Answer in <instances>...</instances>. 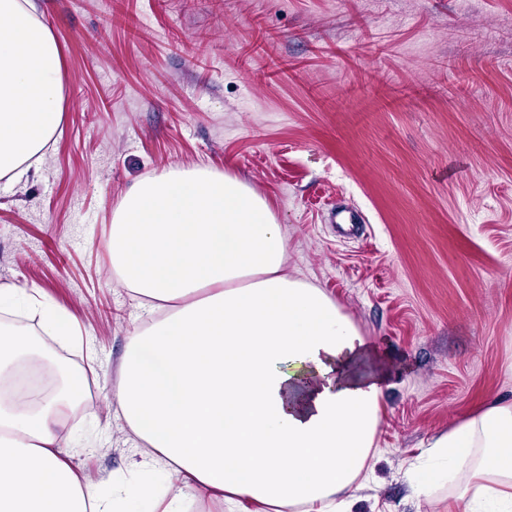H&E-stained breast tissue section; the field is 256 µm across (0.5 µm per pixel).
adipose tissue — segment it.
Returning a JSON list of instances; mask_svg holds the SVG:
<instances>
[{
	"instance_id": "adipose-tissue-1",
	"label": "adipose tissue",
	"mask_w": 512,
	"mask_h": 512,
	"mask_svg": "<svg viewBox=\"0 0 512 512\" xmlns=\"http://www.w3.org/2000/svg\"><path fill=\"white\" fill-rule=\"evenodd\" d=\"M61 53L33 0H0V179L60 126ZM288 240L267 200L204 167L143 179L112 214V267L151 320L128 336L114 413L143 447L136 473L169 483L118 481L96 490L67 460L68 415L84 376L68 371L34 397L23 374L50 360L43 337L77 335L67 311L35 288L25 298L39 336L0 333V512H184L187 502L232 512H351L368 478L382 419V380L351 367L365 342L323 290L288 276ZM412 492L456 482L448 512H512V401L496 400L429 444Z\"/></svg>"
}]
</instances>
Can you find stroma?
Listing matches in <instances>:
<instances>
[{"label":"stroma","mask_w":512,"mask_h":512,"mask_svg":"<svg viewBox=\"0 0 512 512\" xmlns=\"http://www.w3.org/2000/svg\"><path fill=\"white\" fill-rule=\"evenodd\" d=\"M61 50V134L0 182V284L80 333L93 410L70 462L107 487L133 443L112 413L140 310L113 277L112 212L139 180L210 168L265 197L290 275L365 337L384 381L353 512H444L401 478L432 438L512 399V0H35ZM352 204L359 237L331 208Z\"/></svg>","instance_id":"stroma-1"}]
</instances>
